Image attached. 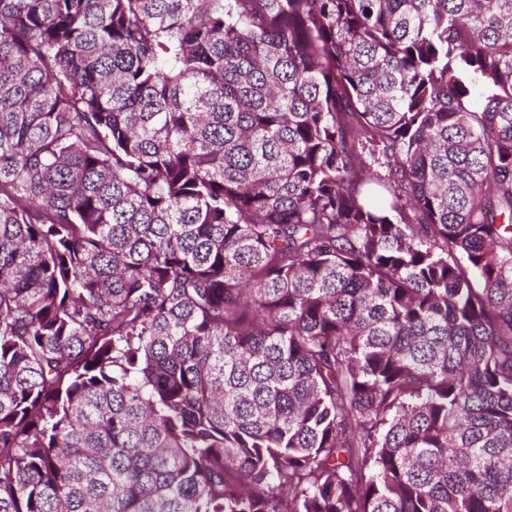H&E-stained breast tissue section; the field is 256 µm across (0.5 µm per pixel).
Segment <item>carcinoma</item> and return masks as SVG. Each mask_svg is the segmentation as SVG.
Returning a JSON list of instances; mask_svg holds the SVG:
<instances>
[{"instance_id": "cac0c4a2", "label": "carcinoma", "mask_w": 512, "mask_h": 512, "mask_svg": "<svg viewBox=\"0 0 512 512\" xmlns=\"http://www.w3.org/2000/svg\"><path fill=\"white\" fill-rule=\"evenodd\" d=\"M0 512H512V0H0Z\"/></svg>"}]
</instances>
